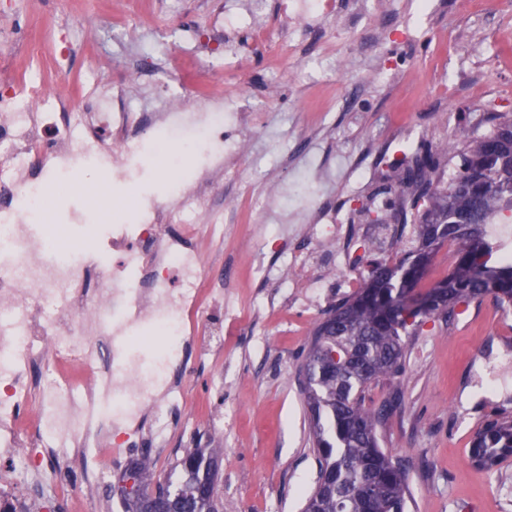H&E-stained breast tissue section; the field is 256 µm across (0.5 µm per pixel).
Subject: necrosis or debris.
Here are the masks:
<instances>
[{
    "mask_svg": "<svg viewBox=\"0 0 512 512\" xmlns=\"http://www.w3.org/2000/svg\"><path fill=\"white\" fill-rule=\"evenodd\" d=\"M11 43L0 55L10 80L0 93V512H29L35 499L46 510L61 495L84 512L89 492L68 475L82 450L105 468L119 448L165 445L182 379L211 352L194 317L224 285L205 264L239 226L218 211L209 176L235 178L231 135L254 113L226 111L216 89L203 111L187 110L175 81L156 112L139 111L124 85L77 101L18 67L39 43ZM157 129L203 151L205 176H175ZM151 154L172 171V190L162 202L124 198L118 208L136 223L101 226L93 252L62 226L43 230L46 203L71 187L74 166L120 173ZM35 365L48 368L36 385ZM38 440L53 444L52 462L34 454Z\"/></svg>",
    "mask_w": 512,
    "mask_h": 512,
    "instance_id": "1",
    "label": "necrosis or debris"
}]
</instances>
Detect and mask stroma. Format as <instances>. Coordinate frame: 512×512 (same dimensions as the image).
I'll use <instances>...</instances> for the list:
<instances>
[{"label": "stroma", "instance_id": "35a3bbf8", "mask_svg": "<svg viewBox=\"0 0 512 512\" xmlns=\"http://www.w3.org/2000/svg\"><path fill=\"white\" fill-rule=\"evenodd\" d=\"M112 0H0V30L43 45L45 75L63 87L95 74L123 82L148 109L157 103L148 82L173 58L210 72L230 105L248 104L262 124L241 132L239 176L233 185L216 182L217 206L249 196L263 206L243 215L237 240L225 253L247 244L258 226H271L277 240L268 263L294 247H316L302 235L303 220L280 224L276 212L291 211L303 197L326 208L350 212L345 239L331 241L342 251L348 272L366 276L371 264L395 258L396 227L379 224L372 213L377 193L398 200V172L386 148L402 125L428 130L446 126L460 138L489 131L488 117L512 116V13L496 0H434L429 14L413 0H342L340 16L325 17L318 31L279 28L296 54L277 68L268 50L239 49L237 63L211 71L224 54V29L216 14L233 16L235 41L267 25L251 0H166L151 28H139L143 0H125L133 34L112 30ZM316 76L297 87L300 62ZM351 102H344L347 91ZM77 188L53 205L52 221L80 232L112 216L98 207L82 184L102 180L106 194L156 196L168 176L156 161L133 164L125 176L87 168ZM336 270L325 273L326 288L310 300L302 288H281L254 280L240 269L236 287L224 293L228 309L218 348L185 379L188 423L174 427L169 451L153 461L165 477L189 448L220 449L216 491L224 512H302L317 464L311 452L310 416L300 392L299 356L328 307L349 295ZM272 298L266 314L249 299ZM400 401L382 431L383 443L409 469L408 512H512V460L496 470L476 468L470 441L483 421L512 415V308L492 297L471 302L466 314L430 321L407 338L405 371L373 385L369 396ZM223 416L221 430L203 425V416Z\"/></svg>", "mask_w": 512, "mask_h": 512}]
</instances>
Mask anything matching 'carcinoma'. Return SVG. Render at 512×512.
<instances>
[{
  "instance_id": "obj_1",
  "label": "carcinoma",
  "mask_w": 512,
  "mask_h": 512,
  "mask_svg": "<svg viewBox=\"0 0 512 512\" xmlns=\"http://www.w3.org/2000/svg\"><path fill=\"white\" fill-rule=\"evenodd\" d=\"M489 120V132L462 143L459 168L446 183L442 156L415 154L400 178L408 197L388 214L405 225L418 211L411 247L394 266L373 263L357 291L332 305L310 333L299 373L318 470L303 512H406L409 471L378 436L398 400L375 407L367 403L369 388L403 373L405 338L427 321H446L457 306L486 296L512 307V248L488 232L512 213V119ZM447 243L456 248L453 267L431 287H419ZM214 455L187 449L153 489L150 460L135 463L141 500L157 493L170 512H224L212 491ZM511 458L512 417L486 420L473 436L471 461L492 470Z\"/></svg>"
}]
</instances>
